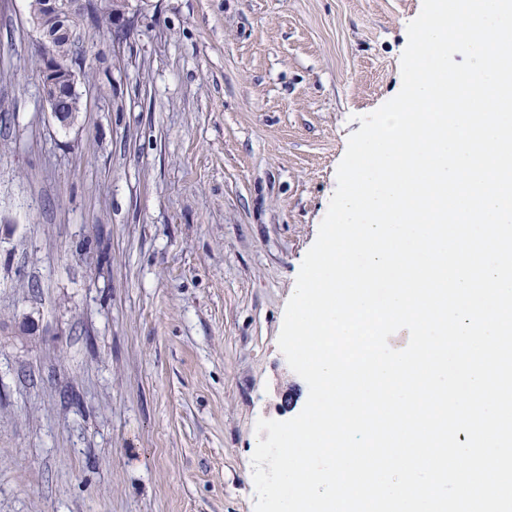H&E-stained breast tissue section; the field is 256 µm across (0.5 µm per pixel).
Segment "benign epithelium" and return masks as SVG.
<instances>
[{
  "mask_svg": "<svg viewBox=\"0 0 512 512\" xmlns=\"http://www.w3.org/2000/svg\"><path fill=\"white\" fill-rule=\"evenodd\" d=\"M114 7V0H39L29 14L28 22L40 34L44 100L52 120L62 127L74 125L58 102L76 91L77 76L84 71V23L112 14Z\"/></svg>",
  "mask_w": 512,
  "mask_h": 512,
  "instance_id": "1",
  "label": "benign epithelium"
}]
</instances>
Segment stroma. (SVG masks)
<instances>
[{
	"mask_svg": "<svg viewBox=\"0 0 512 512\" xmlns=\"http://www.w3.org/2000/svg\"><path fill=\"white\" fill-rule=\"evenodd\" d=\"M52 122L0 0V512H254L258 419L360 116L422 0H131Z\"/></svg>",
	"mask_w": 512,
	"mask_h": 512,
	"instance_id": "35a3bbf8",
	"label": "stroma"
}]
</instances>
